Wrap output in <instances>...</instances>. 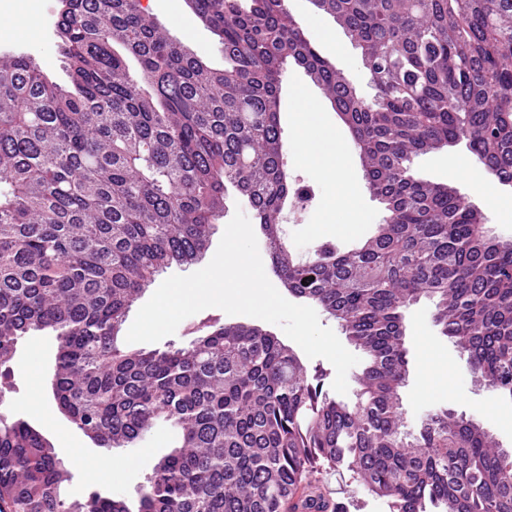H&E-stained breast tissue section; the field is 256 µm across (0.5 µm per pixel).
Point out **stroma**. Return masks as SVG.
Returning <instances> with one entry per match:
<instances>
[{"label":"stroma","mask_w":512,"mask_h":512,"mask_svg":"<svg viewBox=\"0 0 512 512\" xmlns=\"http://www.w3.org/2000/svg\"><path fill=\"white\" fill-rule=\"evenodd\" d=\"M59 8V0H0V17H18L32 11L39 18L38 28L29 34L20 36L0 28V52L31 56L48 80L63 84L67 76L54 28ZM288 9L302 24L318 15L311 0H288ZM156 18L172 38L184 43L193 54L212 66L223 67L220 46L204 26H197L187 34L173 25L164 13H157ZM321 18L326 26L334 29L337 41L343 46L341 53L332 55V62L360 91L370 93V75L363 65L360 50L336 19L327 14ZM299 88L319 101L334 127H341L339 116L333 112L322 90L303 69L291 63L282 74L280 123L284 143H292L295 136V126L288 112L294 103V92ZM454 157L468 158L474 168L479 165L461 143L413 157L411 169L424 180L452 182L458 194L485 214V229L490 236L512 241V219L502 214L503 209L512 205V185L494 184L496 199L488 201L477 194L468 181L449 180L448 161ZM285 162L289 179L310 187L314 194L308 209H299L295 200L290 199L281 213V222L288 227V248L296 258L307 257L321 241L333 242L343 250L350 249L369 237L375 224L381 223L383 206L370 193L360 160H353L349 174L360 197V209L355 213L335 202L327 182L316 168L297 164L290 155ZM434 310L433 300L423 298L405 311L410 353L408 384L402 391V402L408 425L417 426L426 413L449 407L489 430L503 447L512 448V396L487 392L475 381L465 357L435 325ZM55 350V338L47 331H35L19 340L13 385L0 396V414L28 420L52 441L71 472L65 487L69 498L81 499L91 492L104 491L116 498L136 499L138 488L152 466L177 446V430L168 422L158 421L131 447L114 450L110 455L124 461V468L111 479L89 481L85 473L87 465L104 460L107 455L59 412L52 398L50 379ZM320 481L333 500L346 504L347 512H388L382 500L368 495L349 475L328 472L321 475Z\"/></svg>","instance_id":"35a3bbf8"}]
</instances>
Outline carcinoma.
I'll use <instances>...</instances> for the list:
<instances>
[{"mask_svg":"<svg viewBox=\"0 0 512 512\" xmlns=\"http://www.w3.org/2000/svg\"><path fill=\"white\" fill-rule=\"evenodd\" d=\"M361 49L363 96L285 0H189L224 68L171 38L140 0H60L68 84L0 54V368L48 330L59 411L99 448L156 421L181 445L137 501L70 500V472L27 421L0 415V512H343L316 476L350 474L389 512H512V449L448 408L405 429L404 309L422 297L491 392L512 396V245L411 158L468 138L512 184V0H312ZM304 69L349 128L385 216L349 251L304 261L278 244L288 181L281 75ZM246 198L284 287L363 351L350 401L256 325L205 326L183 346L130 349L126 313L172 264L206 251L229 189ZM308 285H303L302 281Z\"/></svg>","mask_w":512,"mask_h":512,"instance_id":"obj_1","label":"carcinoma"}]
</instances>
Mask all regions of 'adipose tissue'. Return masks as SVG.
Wrapping results in <instances>:
<instances>
[{
  "mask_svg": "<svg viewBox=\"0 0 512 512\" xmlns=\"http://www.w3.org/2000/svg\"><path fill=\"white\" fill-rule=\"evenodd\" d=\"M297 110L292 119L297 129L295 137L298 163L316 167L333 192L346 209L356 210L357 197L353 184L347 179L346 173L351 164L349 144L338 140L331 154H323L319 148L320 142L333 135L335 130L329 123L325 113L319 112L315 102L304 89L295 92Z\"/></svg>",
  "mask_w": 512,
  "mask_h": 512,
  "instance_id": "1",
  "label": "adipose tissue"
}]
</instances>
